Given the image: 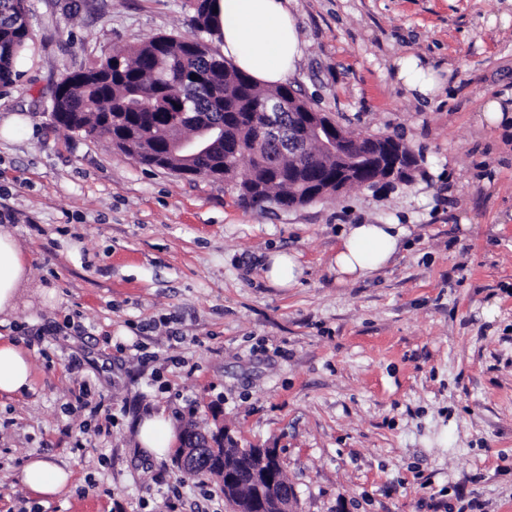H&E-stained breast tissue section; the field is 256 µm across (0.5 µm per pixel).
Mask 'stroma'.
Wrapping results in <instances>:
<instances>
[{"label":"stroma","instance_id":"1","mask_svg":"<svg viewBox=\"0 0 512 512\" xmlns=\"http://www.w3.org/2000/svg\"><path fill=\"white\" fill-rule=\"evenodd\" d=\"M30 48L0 90V213L32 277L0 333L30 390L0 396V512H227L221 484L136 425L224 426L279 452L299 512H512V144L476 115L512 94V11L498 0H293L305 54L289 81L349 128L400 137L414 182L295 210L240 208L224 181L152 168L53 125L63 74L159 34L188 0H28ZM441 68L406 95L392 61ZM405 224L386 268L341 283L346 224ZM297 254L300 286L264 276ZM71 470L33 498L25 464ZM138 442L149 452L162 454L174 442L171 426L162 415L146 417L138 426Z\"/></svg>","mask_w":512,"mask_h":512}]
</instances>
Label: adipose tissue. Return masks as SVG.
Returning a JSON list of instances; mask_svg holds the SVG:
<instances>
[{
	"instance_id": "ef3b65f1",
	"label": "adipose tissue",
	"mask_w": 512,
	"mask_h": 512,
	"mask_svg": "<svg viewBox=\"0 0 512 512\" xmlns=\"http://www.w3.org/2000/svg\"><path fill=\"white\" fill-rule=\"evenodd\" d=\"M291 0H217L221 50L225 59L263 87L283 84L304 55ZM397 79L414 98L437 95L442 81L432 68L410 55L394 61ZM408 229L402 224L344 225L334 257L338 281L355 282L388 266L401 250ZM30 264L9 226L0 225V317L19 309ZM31 387V362L16 343L0 339V394H18ZM71 471L46 460H29L22 482L36 497L58 493Z\"/></svg>"
}]
</instances>
